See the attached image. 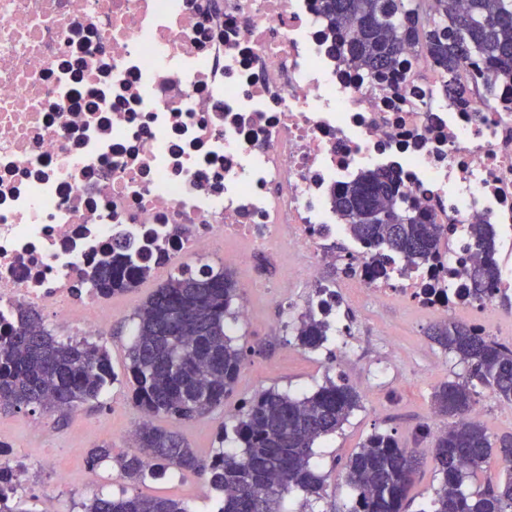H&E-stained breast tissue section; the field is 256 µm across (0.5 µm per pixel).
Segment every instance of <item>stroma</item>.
I'll return each instance as SVG.
<instances>
[{
  "instance_id": "obj_1",
  "label": "stroma",
  "mask_w": 512,
  "mask_h": 512,
  "mask_svg": "<svg viewBox=\"0 0 512 512\" xmlns=\"http://www.w3.org/2000/svg\"><path fill=\"white\" fill-rule=\"evenodd\" d=\"M293 266V257L278 248L254 254L248 267L234 270L242 287L241 299L249 303L252 316L228 320L227 333L234 345L245 350L247 367L223 407L181 424L179 430L200 455H211L221 446L234 450L238 447L235 439L218 441V427L231 422L260 392L275 388L301 397L328 379L352 386L362 396L360 408L352 412L342 429L316 442L311 459L312 468L326 479V493L313 503L314 512H349L354 494L343 479L346 460L375 432L394 435L400 445L409 448H430L433 437L425 432L424 424L433 415L431 393L440 383L464 376L466 367L431 341L436 319L405 306L359 304L369 340L355 360L342 359L331 343L316 351L300 347L294 332L297 316H284L281 304L267 292ZM177 274L174 268L152 271L137 288L113 298L95 342L106 347L117 380L98 401L65 416L39 408L0 412V428L9 433L13 450L41 462L33 484L20 494L30 512H39L41 487L56 484L62 469L68 471L70 480L56 484L59 506L63 512H83L89 499L83 486L88 450L107 442L113 453L128 451L125 434L138 426L142 417L133 402L127 372L135 313L156 288ZM384 323L393 325V335H380ZM97 473L102 478L99 489L106 494L125 491L180 499L189 502L194 512H213L219 500L217 491L193 475L178 478L167 474L134 484L108 460L98 466Z\"/></svg>"
}]
</instances>
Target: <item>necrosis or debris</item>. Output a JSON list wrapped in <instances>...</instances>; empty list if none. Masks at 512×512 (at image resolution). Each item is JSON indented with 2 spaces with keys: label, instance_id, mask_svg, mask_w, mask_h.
Returning a JSON list of instances; mask_svg holds the SVG:
<instances>
[{
  "label": "necrosis or debris",
  "instance_id": "obj_1",
  "mask_svg": "<svg viewBox=\"0 0 512 512\" xmlns=\"http://www.w3.org/2000/svg\"><path fill=\"white\" fill-rule=\"evenodd\" d=\"M320 0H0V317L49 312L96 336L106 298L88 275L121 240L169 268L215 251L245 267L287 246L301 263L277 285H311L301 306L350 334L344 286L364 301L405 299L440 318L480 314L512 293V82L467 101L435 92L431 63L407 51L378 79L341 63ZM443 229L437 267L336 245L331 189L366 170ZM493 243L499 282L461 290ZM342 267L339 283L316 277Z\"/></svg>",
  "mask_w": 512,
  "mask_h": 512
}]
</instances>
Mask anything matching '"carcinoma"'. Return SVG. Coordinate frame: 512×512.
I'll list each match as a JSON object with an SVG mask.
<instances>
[{
	"instance_id": "obj_1",
	"label": "carcinoma",
	"mask_w": 512,
	"mask_h": 512,
	"mask_svg": "<svg viewBox=\"0 0 512 512\" xmlns=\"http://www.w3.org/2000/svg\"><path fill=\"white\" fill-rule=\"evenodd\" d=\"M323 27L340 34L343 59L360 62L374 75L393 70L407 48L435 67L444 95L469 93L463 80L472 56L489 63L485 87L512 80V0H322ZM389 173L369 171L332 194V206L352 239L375 250L383 267L388 254L427 263L438 253L441 225L425 223L405 206ZM481 250L467 272V296L480 300L495 289L497 265L482 227ZM150 267L134 263L125 245L112 243V256L97 265L88 281L102 297L124 293L146 278ZM240 296L229 271L208 266L181 270L139 308L137 334L129 352L133 399L143 413L132 453L112 456L111 446L88 451L96 468L115 462L131 480L156 477L167 469L206 478L224 494L219 512H288L285 495L294 488L320 499L324 478L311 467L315 442L339 430L360 407L361 396L327 380L302 398L268 390L235 418L232 431L240 451L217 449L204 459L182 435L154 425L164 416L182 423L224 405L244 366L246 354L225 332V318ZM328 324L307 315L296 326L298 344L317 350L327 341ZM431 339L466 365L467 373L433 389L434 414L451 419L436 435L431 454L440 485L429 512H512V438L491 440L473 413L476 388L512 403V348L450 322ZM116 380L107 350L96 344L57 339L39 313L18 311L0 331V409L38 407L67 414L99 399ZM498 455L506 476L466 492V478ZM419 468L418 451L403 448L386 433L367 437L345 464L354 491L349 512H405L407 488ZM85 512H191L165 497L95 494Z\"/></svg>"
}]
</instances>
